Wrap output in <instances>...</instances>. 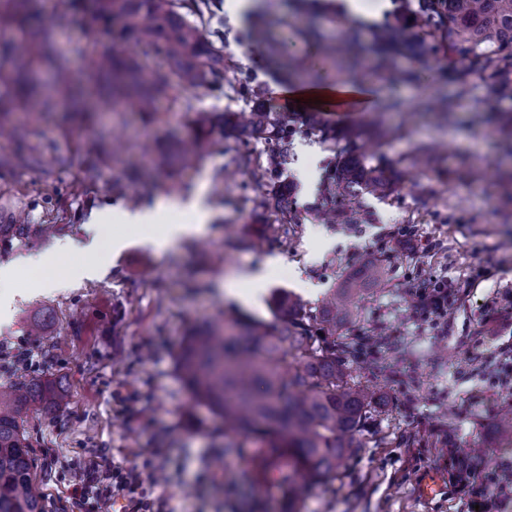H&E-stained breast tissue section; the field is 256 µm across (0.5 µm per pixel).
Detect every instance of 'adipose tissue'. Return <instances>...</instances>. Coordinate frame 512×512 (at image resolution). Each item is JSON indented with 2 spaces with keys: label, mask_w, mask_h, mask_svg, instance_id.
I'll return each mask as SVG.
<instances>
[{
  "label": "adipose tissue",
  "mask_w": 512,
  "mask_h": 512,
  "mask_svg": "<svg viewBox=\"0 0 512 512\" xmlns=\"http://www.w3.org/2000/svg\"><path fill=\"white\" fill-rule=\"evenodd\" d=\"M283 96L299 97L308 101H320L322 106L340 112L349 111L352 104H369L372 96L365 85L353 83H333L326 81L311 85L295 82L283 88ZM206 194L205 183H198L192 190L190 200L179 198L158 197L153 208L142 211H126L122 214L125 223L145 228L146 242L155 249L164 251L186 236L205 234L208 222V212L203 205ZM188 209L195 215L191 224H164L161 216L180 210ZM78 248L77 242L65 237L54 242L48 251L25 256L28 264H36L48 270L57 271L60 279L74 281L84 276L85 271L80 266L71 264L69 258Z\"/></svg>",
  "instance_id": "ef3b65f1"
}]
</instances>
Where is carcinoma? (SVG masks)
I'll use <instances>...</instances> for the list:
<instances>
[{
	"label": "carcinoma",
	"instance_id": "carcinoma-1",
	"mask_svg": "<svg viewBox=\"0 0 512 512\" xmlns=\"http://www.w3.org/2000/svg\"><path fill=\"white\" fill-rule=\"evenodd\" d=\"M417 24L428 30L431 40H413L407 29L396 24L378 33L375 42L381 78L400 82L405 74L389 65L397 54L415 60L438 54L448 61L458 93L468 91L470 81L486 83L488 96L481 110L496 109L497 97L512 94V0H420ZM37 0H0V27L17 26L23 37L0 40V66L7 64L14 82L33 93L26 107L38 111L55 109L58 95L69 99L68 108L89 110L85 102L87 84L100 89L104 109L131 106L142 114L154 111L155 93L171 89L190 90L198 95L224 93V82L232 65L224 60V47L205 38L200 26L214 17L210 0H57L61 22L80 15L85 27L108 39L94 40L86 54V70L72 73L67 57L59 54L51 39L36 23ZM186 7L199 22L189 21L180 9ZM325 56L334 61L336 77L360 65L362 50L346 30L336 32V40L315 35ZM134 45L140 55L165 59L169 72L147 75L133 55L118 47ZM47 67L54 83L44 85L37 71ZM288 113H272L263 108L224 114L215 118L195 112L186 122L187 139L175 153L146 147L157 172L194 165L201 152L219 131L234 132L241 126L250 136L270 143L261 156L247 150L234 158L237 171L258 179L254 207L274 215L263 233L247 237L242 244L255 246L269 236L288 239L295 233L288 201L270 181L271 174L291 158ZM16 149L0 158L5 171L41 168L47 164L65 168L68 158L45 155L28 143L29 129L11 127ZM360 131L334 138V177L327 183L324 211L328 223L342 219L336 198L357 203L364 193H385L393 188L398 169L383 160L366 164L360 152ZM83 154L103 157L121 149L101 137H89L79 144ZM139 170L126 167L113 178L112 190L124 191L135 182ZM383 282V268L368 264L316 310L306 311L293 295L278 302L276 326L249 320L236 312H223L220 323L197 329L187 336L177 355L175 368L193 398L224 420V431L241 432L263 448L253 458V474L258 482L271 475L288 498V503L309 494L336 478L340 463L357 453L361 444L356 434L368 414L381 413L366 388L354 380L351 367L336 359V351H349V343L336 340V326L352 314L354 301L369 285ZM321 331L317 336L313 329ZM66 400L61 385L45 376H21L0 386V512H44L43 495L35 482L30 457L31 444L24 427V414L35 406H57Z\"/></svg>",
	"mask_w": 512,
	"mask_h": 512
}]
</instances>
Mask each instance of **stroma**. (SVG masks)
Instances as JSON below:
<instances>
[{"label": "stroma", "instance_id": "1", "mask_svg": "<svg viewBox=\"0 0 512 512\" xmlns=\"http://www.w3.org/2000/svg\"><path fill=\"white\" fill-rule=\"evenodd\" d=\"M317 3L309 9L304 0H253L239 15L233 0H214L212 9L222 20L214 42L250 74V86L232 79L219 96L158 92L148 121L120 109L104 121L66 127L56 116L16 110L15 120L32 129L33 146L68 155L72 165L0 175V222L22 212L32 226L28 235L11 238L0 264L49 248L58 237L86 239L94 211L119 240L100 277L43 286L25 269L6 304L10 325L0 329V360L34 352L26 373L53 376L69 394L67 404L33 408L26 418L45 512H71L68 488L89 452L106 451L120 463L151 448L158 451L153 462L160 477L153 495L175 512H288L275 484L255 483L251 459L259 449L252 443L224 456L227 465L212 485H199L198 476L212 472V459L220 454L224 425L187 393L175 356L191 328L222 309L234 307L271 324L279 294H295L316 308L371 262L382 265L384 285L362 294L341 333L357 343L355 375L375 391L383 413L366 422L357 435L359 452L343 461L334 481L304 499L299 512H470L492 470L512 471V438L499 428L502 414L512 409V376L494 378L503 348L512 346V180L496 181L499 161L512 151L511 98L497 112L477 111L486 88L475 79L458 111H427L430 96L457 92L438 58L422 66L396 57L394 67L416 77L395 86L348 74V81L365 80L372 94L369 111L296 115L292 159L275 181L298 221L288 243L271 238L259 250L237 244L242 231L264 228L267 218L240 203L254 188L249 175L222 178L232 147L257 154L268 148L242 133L216 139L200 164L176 170L170 179L144 175L153 186L142 200L146 206L159 196L188 198L193 185L206 180V236L183 238L159 252L111 218L128 206L125 196L110 189L113 175L141 165L144 144L180 134L185 106L198 112L281 110L277 91L290 83L289 17L305 16L308 26L324 34L340 26L353 29L366 43L376 29L415 18L418 0ZM37 20L74 67H83L78 50L91 36L82 23L59 24L53 0H41ZM389 97L401 99L405 111L379 112ZM374 120L385 135L367 143V150L397 163L405 181L387 194L365 196L368 221L321 223L322 187L335 165L329 136ZM115 134L126 143L120 161L100 163L77 150L85 138ZM420 145L439 148L425 172L412 165ZM84 175L88 186L76 185ZM55 187L64 191L57 207L45 200ZM44 224L57 225L55 236L41 233ZM399 224L416 230L426 245L391 244L385 233ZM269 259L276 265L268 270ZM242 271L263 274L245 300L218 294V277ZM434 276L447 277L459 290L447 323L437 327L413 314L415 289ZM36 318L44 329L33 336L28 326ZM458 461L473 471L469 486L458 480Z\"/></svg>", "mask_w": 512, "mask_h": 512}]
</instances>
